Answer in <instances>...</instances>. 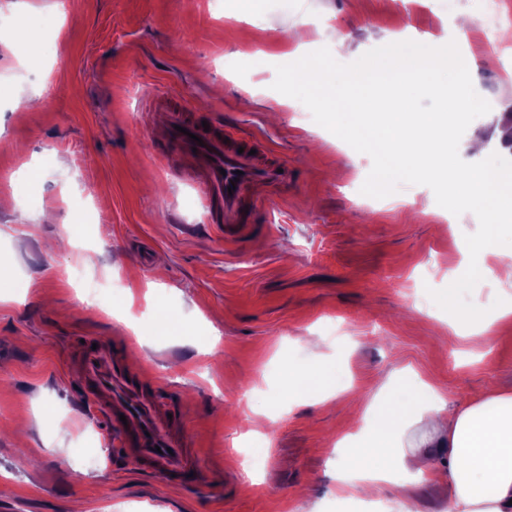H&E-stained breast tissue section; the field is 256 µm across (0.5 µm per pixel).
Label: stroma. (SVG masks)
<instances>
[{
	"label": "stroma",
	"instance_id": "35a3bbf8",
	"mask_svg": "<svg viewBox=\"0 0 512 512\" xmlns=\"http://www.w3.org/2000/svg\"><path fill=\"white\" fill-rule=\"evenodd\" d=\"M474 18L482 66L467 109L457 82L417 106L450 112L453 141L512 164V25L482 45L483 0H0V507L7 512H366L388 487L336 489L337 442L392 378L435 385L448 406L512 393V319L482 360L441 295L464 239L487 233L446 180H375L378 157L337 131L293 73L301 57L348 77L392 36L440 39ZM350 50L338 52V35ZM166 95L262 133L288 170L256 190L239 236L206 222L194 184L151 154ZM36 97L35 107L23 99ZM163 287H156V280ZM176 311L161 331L156 309ZM101 336L184 401L203 480L172 486L85 418L75 344ZM319 343L336 394L286 396L288 364ZM145 363V362H144ZM253 462L252 479L242 459Z\"/></svg>",
	"mask_w": 512,
	"mask_h": 512
}]
</instances>
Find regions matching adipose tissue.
<instances>
[{
  "label": "adipose tissue",
  "instance_id": "adipose-tissue-1",
  "mask_svg": "<svg viewBox=\"0 0 512 512\" xmlns=\"http://www.w3.org/2000/svg\"><path fill=\"white\" fill-rule=\"evenodd\" d=\"M471 24L468 17L454 22L444 42L393 41L384 63L360 59L347 87L354 107L370 113V128L386 153L377 182L454 178L461 198L476 204V217L489 222L488 238L470 245L469 257L449 275L443 295L454 326L467 327L470 335L488 341L496 317L511 313L512 307H499L491 316L480 309H457L455 296L469 277L512 283V252L497 247L499 232L512 228V167L478 165L459 171L447 115L422 112L413 105L420 91L447 94L439 82L441 74L457 77L462 94L476 80L479 64L464 49ZM384 65L399 70L403 79L392 94L381 98L372 74ZM490 253L498 258L492 267L485 262ZM317 387L332 393L331 366L301 364L286 370L288 394L305 396ZM415 425L420 434H412ZM351 438L355 445L347 450L349 461L336 469L341 492L362 493L389 484L395 488L399 512H417L409 481L431 474L449 491L447 512H512V393L482 394L449 411L434 388L401 386L383 405L365 410ZM438 448L448 452L443 473L432 469Z\"/></svg>",
  "mask_w": 512,
  "mask_h": 512
}]
</instances>
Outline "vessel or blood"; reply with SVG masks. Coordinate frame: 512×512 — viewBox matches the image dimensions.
<instances>
[{
    "label": "vessel or blood",
    "instance_id": "1",
    "mask_svg": "<svg viewBox=\"0 0 512 512\" xmlns=\"http://www.w3.org/2000/svg\"><path fill=\"white\" fill-rule=\"evenodd\" d=\"M166 116V135L152 149L165 169L187 158V180L197 187L208 223L233 232L252 208L248 192L282 178L278 166L263 154L243 152L232 128L201 116L183 104L152 97ZM89 410L119 428L127 455L148 473L181 487L195 486L203 469L190 436L179 398L161 394L147 383L143 371L127 357L122 345L85 337L71 360Z\"/></svg>",
    "mask_w": 512,
    "mask_h": 512
}]
</instances>
